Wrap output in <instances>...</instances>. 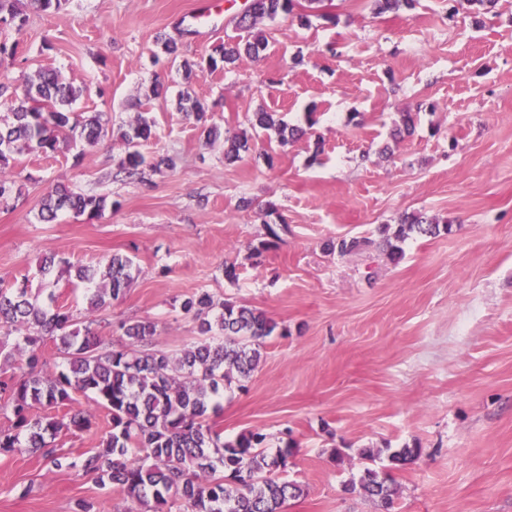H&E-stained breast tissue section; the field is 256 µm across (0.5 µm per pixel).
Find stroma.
Returning <instances> with one entry per match:
<instances>
[{"label": "stroma", "instance_id": "1", "mask_svg": "<svg viewBox=\"0 0 512 512\" xmlns=\"http://www.w3.org/2000/svg\"><path fill=\"white\" fill-rule=\"evenodd\" d=\"M201 2L68 0L46 14L20 0L27 23L0 32L19 43L0 70L19 89L39 67L57 69L88 89L75 112L102 113L109 132L80 151L17 156L26 181L21 198L0 203V288L27 281L84 317V286L65 264L127 254L135 278L101 312L105 340H117L121 322L149 319L156 348L182 349L196 332L180 304L198 290L286 328L267 339L244 390L225 393L217 418L226 439L265 434L271 455L295 441L287 477L303 493L283 512H382L349 488L370 464L363 448L379 449L370 465L399 485L391 512H512V0L479 23L466 0L382 15L372 0H324L309 25L263 21L261 58L231 72L200 68L188 84L171 60L154 59L157 36L199 61L237 34L197 20ZM187 86L212 104L223 139L250 133L247 115L262 108L291 125L310 112L317 122L285 148L253 135V152L228 164L223 139L206 144L177 111ZM140 112L155 122L144 154L175 166L145 168L140 183L112 180L125 151L116 130ZM405 112L416 130L393 139ZM59 183L113 207L41 222L38 202ZM413 212L452 230L409 237L396 264L377 249L326 248L346 235L378 238L381 225ZM275 224L278 240L259 250ZM51 254L59 262L42 274ZM94 414L90 429L57 436L60 452L99 447L109 418ZM404 447L421 453L393 467L388 451ZM81 500L91 512L131 506L94 476L0 453V512H74Z\"/></svg>", "mask_w": 512, "mask_h": 512}]
</instances>
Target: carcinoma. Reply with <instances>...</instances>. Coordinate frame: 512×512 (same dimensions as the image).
<instances>
[{
    "mask_svg": "<svg viewBox=\"0 0 512 512\" xmlns=\"http://www.w3.org/2000/svg\"><path fill=\"white\" fill-rule=\"evenodd\" d=\"M17 0H0V26L17 31L25 24ZM379 14L410 9L414 0H373ZM298 0H251L235 27L250 31L245 42L224 43L214 49L207 66L230 70L246 59H256L267 38L256 26L263 20L308 15L295 14ZM9 77L0 74V200L22 196L21 173L11 161L15 155H51L60 144L97 143L107 128L99 112L77 114L70 106L85 87L65 82L52 68H40L17 93ZM179 111L192 118L213 144L219 129L209 123L208 104L183 91ZM252 126L272 132L286 147L307 131L289 126L278 112L260 110L248 117ZM154 120L140 112L121 132L125 154L112 178L136 182L146 158L144 143L154 137ZM250 149L247 137L224 140V160L234 162ZM108 197L85 195L57 184L39 200V219L56 220L61 212L89 218L100 216ZM450 230L420 215H405L395 230L380 227L382 240L344 237L328 244L341 256L380 248L393 263L403 258L410 234L432 237ZM133 260L109 256L102 269L80 266L75 278L86 285L85 298L96 311L122 298L132 280ZM183 314L197 324L199 338L170 352L156 349L158 323L152 320L123 323L117 343L105 341L95 320L81 319L70 308L49 306L32 293L27 281L15 288H0V352L11 347L10 369L0 368V411L13 417L11 428L0 430V453H37L57 469H76L94 476L103 486L136 500L150 512H282L284 504L303 490L282 474L293 455L288 444L275 454L265 452L266 435L247 431L224 440V430L212 417L218 414L224 391L244 388L257 369L267 338L284 335L279 324L263 312L236 301H218L198 291L181 304ZM53 342L60 355L53 372L45 347ZM108 411L110 430L101 447L71 460L58 453L53 440L63 430L83 431L92 414L76 409V396ZM42 408L43 413H35ZM360 489L393 507L399 488L392 475L367 468ZM178 510H173V507Z\"/></svg>",
    "mask_w": 512,
    "mask_h": 512,
    "instance_id": "carcinoma-1",
    "label": "carcinoma"
}]
</instances>
